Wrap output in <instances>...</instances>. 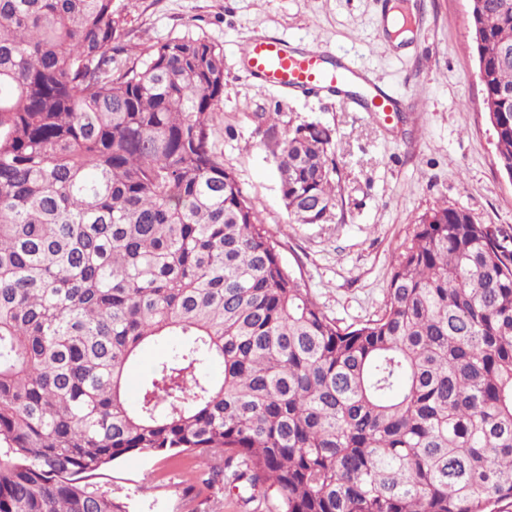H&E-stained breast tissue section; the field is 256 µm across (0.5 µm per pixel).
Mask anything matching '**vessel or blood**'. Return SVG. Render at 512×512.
I'll use <instances>...</instances> for the list:
<instances>
[{"mask_svg":"<svg viewBox=\"0 0 512 512\" xmlns=\"http://www.w3.org/2000/svg\"><path fill=\"white\" fill-rule=\"evenodd\" d=\"M242 63L260 84L292 92L341 94L360 79L359 70L344 58L320 48H288L269 36L248 41ZM361 106L367 112H394L400 103L380 88H373Z\"/></svg>","mask_w":512,"mask_h":512,"instance_id":"obj_1","label":"vessel or blood"}]
</instances>
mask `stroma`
<instances>
[{
	"instance_id": "obj_1",
	"label": "stroma",
	"mask_w": 512,
	"mask_h": 512,
	"mask_svg": "<svg viewBox=\"0 0 512 512\" xmlns=\"http://www.w3.org/2000/svg\"><path fill=\"white\" fill-rule=\"evenodd\" d=\"M412 32L394 44L389 5ZM117 43L128 58L175 36H203L224 55V101L210 142L277 244L284 265L321 311L359 326L385 307L396 254L429 209L456 205L512 241V179L495 160L481 108L469 0H113ZM291 46H322L353 60L395 98L399 113L366 112L351 98L263 87L241 50L256 34ZM281 128L332 127L339 205L322 224L292 223L274 161L257 130L262 112ZM203 459L129 455L97 478L122 512H252L206 479Z\"/></svg>"
}]
</instances>
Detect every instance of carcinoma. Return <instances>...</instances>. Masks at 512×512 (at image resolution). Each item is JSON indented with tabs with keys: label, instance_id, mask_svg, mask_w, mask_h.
<instances>
[{
	"label": "carcinoma",
	"instance_id": "carcinoma-1",
	"mask_svg": "<svg viewBox=\"0 0 512 512\" xmlns=\"http://www.w3.org/2000/svg\"><path fill=\"white\" fill-rule=\"evenodd\" d=\"M512 176V3L469 0ZM113 0H0V512H115L129 454L222 461L282 512L512 504V248L424 212L383 313L328 318L210 143L224 57L177 36L127 63ZM258 131L296 224L338 206L335 130ZM168 336L129 403L128 370ZM215 361L220 378L201 372Z\"/></svg>",
	"mask_w": 512,
	"mask_h": 512
}]
</instances>
